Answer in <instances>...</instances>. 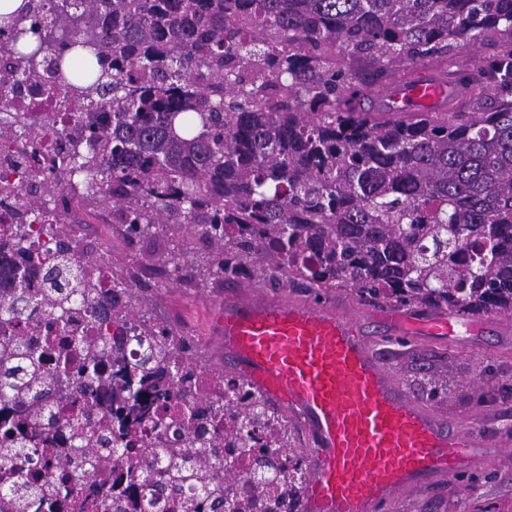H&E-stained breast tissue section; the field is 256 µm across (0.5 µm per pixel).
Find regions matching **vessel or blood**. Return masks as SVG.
<instances>
[{"instance_id":"obj_1","label":"vessel or blood","mask_w":512,"mask_h":512,"mask_svg":"<svg viewBox=\"0 0 512 512\" xmlns=\"http://www.w3.org/2000/svg\"><path fill=\"white\" fill-rule=\"evenodd\" d=\"M389 112L444 111L447 88L429 71L381 91ZM393 335L455 339L484 329L460 312L385 318ZM224 361L269 401L298 418L312 467L302 512H385L404 490L490 461L497 441L455 430L413 402L388 361L360 333L359 318L335 301H287L260 290L225 289L210 318Z\"/></svg>"}]
</instances>
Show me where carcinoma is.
<instances>
[{
	"label": "carcinoma",
	"instance_id": "cac0c4a2",
	"mask_svg": "<svg viewBox=\"0 0 512 512\" xmlns=\"http://www.w3.org/2000/svg\"><path fill=\"white\" fill-rule=\"evenodd\" d=\"M0 138L29 152L40 136L26 87L54 94L57 112L77 111L80 130L28 191L0 188L26 224L57 203L68 175L85 174L81 202L117 211L132 245L166 229L205 241L204 264L184 268L193 286L255 279L320 297L349 288L369 303L390 301L457 313L512 314V0H21L0 13ZM434 65L460 75L450 112L389 118L361 102L380 84ZM49 262L29 252L23 230L0 231V260L26 267L0 323L41 311L39 339L0 335V400L48 422L51 382L43 346L81 304L98 324L134 317L147 296L112 279L98 292L71 253L69 230L50 227ZM151 346L135 368L128 339L67 336L85 346L71 413L72 447L94 476L123 471L144 512L167 501L185 512H295L309 473L288 419L245 382L216 412L224 432L208 435L203 410L172 421L175 447L137 448L135 427L165 402V378L195 373L174 354L172 331L142 324ZM112 359V418L120 429L88 434ZM0 455L16 460L0 478V512L41 507L44 486L28 471L56 469L49 449L0 418ZM256 455L239 492L224 448ZM291 464L288 480L277 477Z\"/></svg>",
	"mask_w": 512,
	"mask_h": 512
}]
</instances>
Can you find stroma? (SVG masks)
<instances>
[{"label": "stroma", "instance_id": "stroma-1", "mask_svg": "<svg viewBox=\"0 0 512 512\" xmlns=\"http://www.w3.org/2000/svg\"><path fill=\"white\" fill-rule=\"evenodd\" d=\"M220 288L204 291L165 282L148 293L146 309L156 322L172 324V310L188 313L193 330L192 356H200L210 341L206 326ZM486 332L457 343L419 338L396 354L394 379L415 402L446 419L456 429L498 436L505 450L490 465L463 471L440 487H416L401 492L391 512H512V322L488 320ZM448 381L447 402L429 400L428 372Z\"/></svg>", "mask_w": 512, "mask_h": 512}]
</instances>
